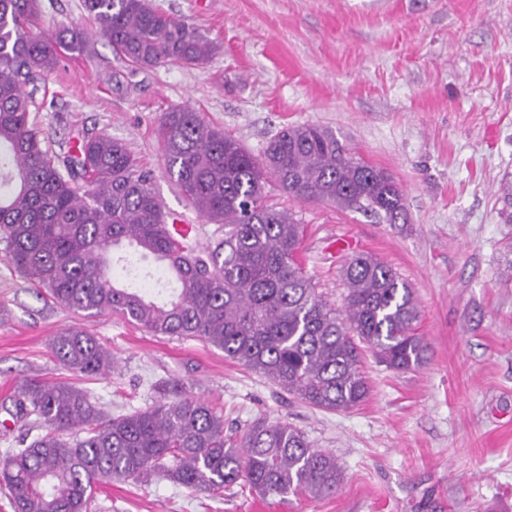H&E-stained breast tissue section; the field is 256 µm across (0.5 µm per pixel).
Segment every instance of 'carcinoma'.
Returning a JSON list of instances; mask_svg holds the SVG:
<instances>
[{
  "mask_svg": "<svg viewBox=\"0 0 512 512\" xmlns=\"http://www.w3.org/2000/svg\"><path fill=\"white\" fill-rule=\"evenodd\" d=\"M82 6L98 35L136 67L202 66L214 51L202 32L146 0ZM86 39L76 28L51 32L40 0H0V243L20 275L75 313H112L156 336L203 340L328 411H350L368 396L358 343L396 371L424 362L428 344L414 333L409 283L379 258L353 254L342 269L343 305L335 307L296 260L302 224L267 202L272 185L300 201L407 224L392 175L316 124L285 128L254 155L198 112H165L159 138L170 178L200 217L224 226V237L202 247L171 230L151 172L121 141L85 135L57 153L31 119L38 82L61 55L81 54ZM126 244L162 264L173 294L159 300L114 280ZM51 350L82 376L115 369L109 350L82 329L58 334ZM12 404L10 415L32 417L42 429L0 455L14 512H90L94 485L113 479L322 498L343 478L336 455L286 421L259 419L233 443L222 410L197 397L176 394L110 415L82 389L26 379Z\"/></svg>",
  "mask_w": 512,
  "mask_h": 512,
  "instance_id": "carcinoma-1",
  "label": "carcinoma"
}]
</instances>
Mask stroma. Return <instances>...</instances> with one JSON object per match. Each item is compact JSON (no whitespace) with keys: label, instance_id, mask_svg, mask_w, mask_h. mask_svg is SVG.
Here are the masks:
<instances>
[{"label":"stroma","instance_id":"stroma-1","mask_svg":"<svg viewBox=\"0 0 512 512\" xmlns=\"http://www.w3.org/2000/svg\"><path fill=\"white\" fill-rule=\"evenodd\" d=\"M212 41L207 64L138 68L93 36L82 0H41L47 26L90 31L62 57L32 116L53 151L104 132L155 173L166 211L190 217L200 244L216 225L195 216L169 179L162 113L191 108L252 152L282 129L318 124L392 174L410 221L303 203L272 191L304 227L298 260L335 305L355 253L390 265L414 292L429 351L396 372L363 354L370 394L347 412L311 407L197 339L154 336L116 315L56 304L0 254V452L38 430L7 410L26 378L87 389L109 413L151 405L161 386L224 411V432L283 420L340 459V489L320 499L214 498L164 479L97 485L96 512H512V0H147ZM118 360L88 379L57 361L67 328Z\"/></svg>","mask_w":512,"mask_h":512}]
</instances>
